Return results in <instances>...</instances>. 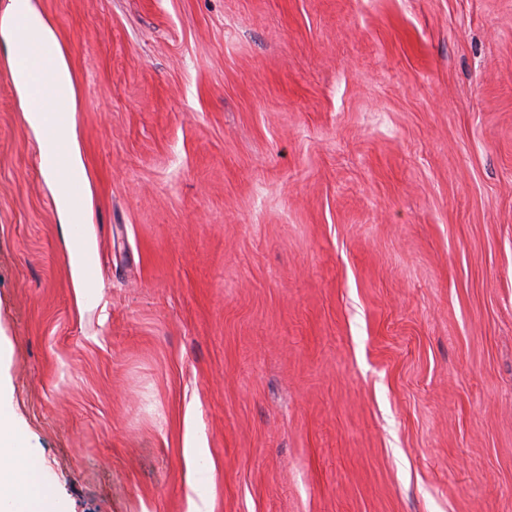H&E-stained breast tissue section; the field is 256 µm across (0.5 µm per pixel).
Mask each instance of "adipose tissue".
Returning <instances> with one entry per match:
<instances>
[{
    "mask_svg": "<svg viewBox=\"0 0 512 512\" xmlns=\"http://www.w3.org/2000/svg\"><path fill=\"white\" fill-rule=\"evenodd\" d=\"M13 25L11 58L25 54L29 63L13 68L14 81L27 89L23 112L36 131L53 127L62 140H69L74 121L75 90L60 43L32 0H10ZM40 170L52 179L58 208L69 223H84L83 213L71 209L67 196L72 178H84L78 161H71L72 178L60 176L48 149L39 153ZM0 512H59L50 485L42 479L38 460L30 453L25 434L13 417L0 411Z\"/></svg>",
    "mask_w": 512,
    "mask_h": 512,
    "instance_id": "obj_1",
    "label": "adipose tissue"
}]
</instances>
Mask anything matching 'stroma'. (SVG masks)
Here are the masks:
<instances>
[{"instance_id": "35a3bbf8", "label": "stroma", "mask_w": 512, "mask_h": 512, "mask_svg": "<svg viewBox=\"0 0 512 512\" xmlns=\"http://www.w3.org/2000/svg\"><path fill=\"white\" fill-rule=\"evenodd\" d=\"M35 2L101 262L0 24V375L66 512H512V0Z\"/></svg>"}]
</instances>
